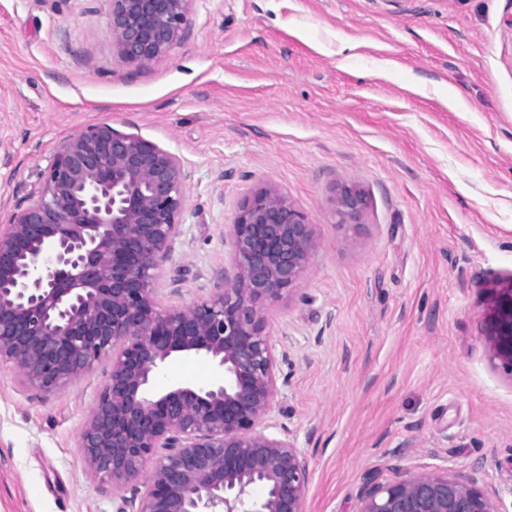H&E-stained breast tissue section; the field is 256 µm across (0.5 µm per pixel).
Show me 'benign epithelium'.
I'll return each instance as SVG.
<instances>
[{
	"instance_id": "obj_1",
	"label": "benign epithelium",
	"mask_w": 512,
	"mask_h": 512,
	"mask_svg": "<svg viewBox=\"0 0 512 512\" xmlns=\"http://www.w3.org/2000/svg\"><path fill=\"white\" fill-rule=\"evenodd\" d=\"M108 2L116 50L137 69L169 55L192 25L193 0ZM185 179L178 156L108 123L65 141L37 198L0 234V362L51 393L112 356L80 447L91 475L117 493L151 466L145 494L124 499L131 512H305L307 457L266 424L279 367L262 308L305 273L310 224L276 189L255 191L238 210L232 267L214 294L165 308L158 274L179 232ZM366 207L367 196L347 188L335 214L349 224ZM492 316L491 360L512 371V285ZM180 352L208 357L222 383L152 393ZM359 512L500 510L439 469L368 483Z\"/></svg>"
}]
</instances>
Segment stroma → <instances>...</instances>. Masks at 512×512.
Segmentation results:
<instances>
[{"instance_id": "obj_1", "label": "stroma", "mask_w": 512, "mask_h": 512, "mask_svg": "<svg viewBox=\"0 0 512 512\" xmlns=\"http://www.w3.org/2000/svg\"><path fill=\"white\" fill-rule=\"evenodd\" d=\"M191 17L137 70L106 0H0V232L61 144L111 124L183 162L158 286L189 306L231 265L241 201L277 187L316 243L263 311L287 355L272 422L309 460L305 512H357L369 481L439 467L512 512V372L489 360L512 285V0H193ZM352 185L368 205L337 223ZM109 369L45 394L0 363V512H118L80 446ZM221 380L182 353L152 388Z\"/></svg>"}]
</instances>
